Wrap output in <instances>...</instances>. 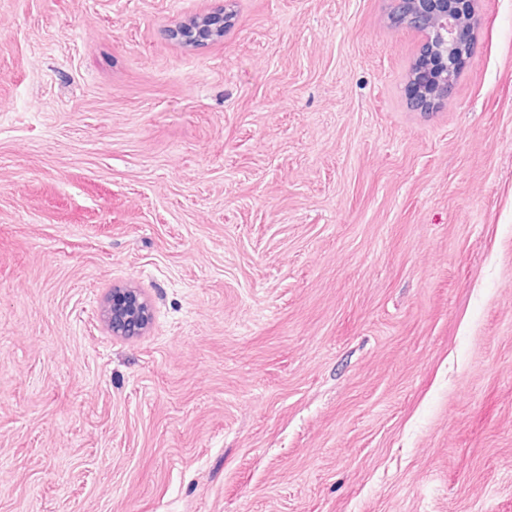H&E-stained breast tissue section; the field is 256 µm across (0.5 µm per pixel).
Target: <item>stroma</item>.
I'll return each mask as SVG.
<instances>
[{"mask_svg":"<svg viewBox=\"0 0 512 512\" xmlns=\"http://www.w3.org/2000/svg\"><path fill=\"white\" fill-rule=\"evenodd\" d=\"M223 3L0 0V512H512V0ZM393 19L424 36L420 56L410 74L408 90L419 108L448 97L455 77L471 52V27L476 0H396ZM229 15L224 8L201 14L192 20L169 29L168 37L185 46H196L208 41H218L224 37ZM104 318L112 335L133 337L144 333L151 314L148 303L134 288H113L106 300Z\"/></svg>","mask_w":512,"mask_h":512,"instance_id":"obj_1","label":"stroma"}]
</instances>
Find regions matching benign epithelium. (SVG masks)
<instances>
[{
  "label": "benign epithelium",
  "instance_id": "1",
  "mask_svg": "<svg viewBox=\"0 0 512 512\" xmlns=\"http://www.w3.org/2000/svg\"><path fill=\"white\" fill-rule=\"evenodd\" d=\"M476 0H396L393 19L424 36L420 56L410 74L408 90L419 108L446 99L471 52V27ZM229 15L221 8L202 14L167 31L168 37L196 46L224 37ZM104 318L114 336L144 333L151 314L148 303L134 288H114L106 300Z\"/></svg>",
  "mask_w": 512,
  "mask_h": 512
}]
</instances>
